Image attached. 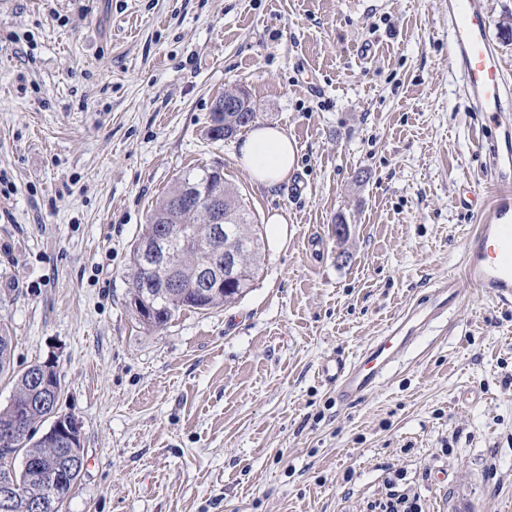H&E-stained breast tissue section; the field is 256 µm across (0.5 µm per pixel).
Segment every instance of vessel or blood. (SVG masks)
Returning <instances> with one entry per match:
<instances>
[{"label": "vessel or blood", "instance_id": "obj_1", "mask_svg": "<svg viewBox=\"0 0 512 512\" xmlns=\"http://www.w3.org/2000/svg\"><path fill=\"white\" fill-rule=\"evenodd\" d=\"M490 28L491 20L480 0H448V55L457 64L469 91L468 109L482 113L485 121L500 132V143L494 146L485 170L498 195L489 204L476 190L461 197L462 206L483 210L484 215L465 241L462 277L449 279L447 287L440 290L436 303L430 307L433 318L458 305L459 283L463 280L488 296L512 302V122L505 117L512 110V88L507 85ZM418 331V326L409 325L407 318H400L356 361L328 359L322 374L335 384L340 401L353 402L373 391L393 363L395 352L413 342Z\"/></svg>", "mask_w": 512, "mask_h": 512}]
</instances>
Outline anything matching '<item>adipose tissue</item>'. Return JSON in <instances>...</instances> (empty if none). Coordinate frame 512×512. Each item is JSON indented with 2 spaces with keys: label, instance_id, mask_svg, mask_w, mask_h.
<instances>
[{
  "label": "adipose tissue",
  "instance_id": "adipose-tissue-1",
  "mask_svg": "<svg viewBox=\"0 0 512 512\" xmlns=\"http://www.w3.org/2000/svg\"><path fill=\"white\" fill-rule=\"evenodd\" d=\"M296 144L276 125L254 127L240 142L237 160L252 181L271 188L285 181L296 164Z\"/></svg>",
  "mask_w": 512,
  "mask_h": 512
}]
</instances>
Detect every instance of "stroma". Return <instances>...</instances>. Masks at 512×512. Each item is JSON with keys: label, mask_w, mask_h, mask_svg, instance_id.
I'll return each instance as SVG.
<instances>
[{"label": "stroma", "mask_w": 512, "mask_h": 512, "mask_svg": "<svg viewBox=\"0 0 512 512\" xmlns=\"http://www.w3.org/2000/svg\"><path fill=\"white\" fill-rule=\"evenodd\" d=\"M229 89L296 142L287 181L208 137ZM464 95L448 0H0V328L82 425L61 512H512V303L461 283L354 403L321 373L460 276ZM206 168L288 223L235 303L144 329L133 247Z\"/></svg>", "instance_id": "stroma-1"}]
</instances>
